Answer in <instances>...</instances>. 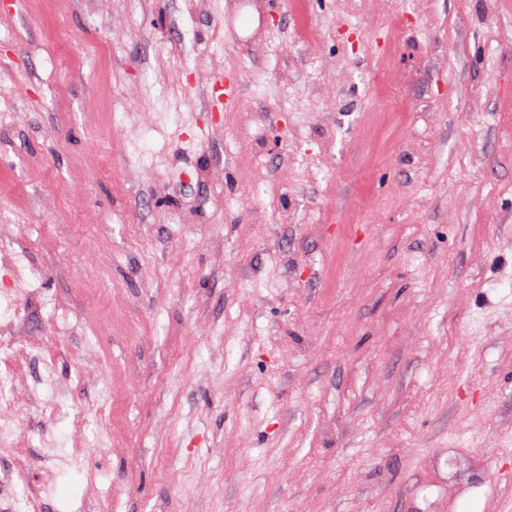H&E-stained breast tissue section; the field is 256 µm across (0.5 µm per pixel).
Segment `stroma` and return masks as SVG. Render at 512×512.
Listing matches in <instances>:
<instances>
[{"label": "stroma", "instance_id": "stroma-1", "mask_svg": "<svg viewBox=\"0 0 512 512\" xmlns=\"http://www.w3.org/2000/svg\"><path fill=\"white\" fill-rule=\"evenodd\" d=\"M506 95L512 0H0L12 312L84 377L18 497L512 512ZM1 266L9 269L5 274L6 288H3V291L7 296H11V294L16 291V288H14L16 280L17 278L21 279L27 269L29 272L33 273V271L25 264L23 256L19 252L8 248L4 251V260L3 263L1 262Z\"/></svg>", "mask_w": 512, "mask_h": 512}]
</instances>
